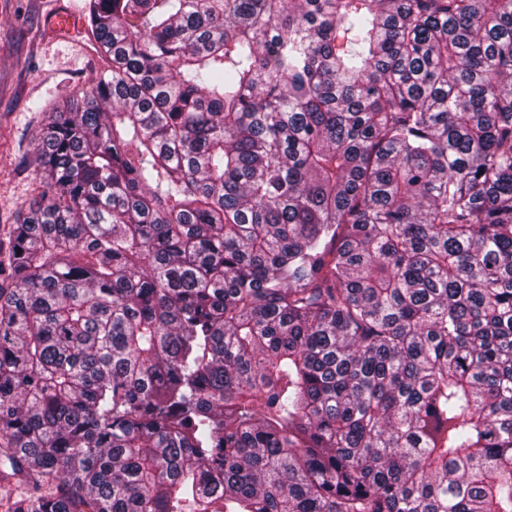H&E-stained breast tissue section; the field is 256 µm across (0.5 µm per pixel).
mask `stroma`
<instances>
[{"label":"stroma","instance_id":"35a3bbf8","mask_svg":"<svg viewBox=\"0 0 512 512\" xmlns=\"http://www.w3.org/2000/svg\"><path fill=\"white\" fill-rule=\"evenodd\" d=\"M89 0H0V232L39 191L30 156L45 117L63 93L83 88L108 63L89 33L61 34L60 9L83 16Z\"/></svg>","mask_w":512,"mask_h":512}]
</instances>
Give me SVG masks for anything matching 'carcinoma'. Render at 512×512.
I'll return each instance as SVG.
<instances>
[{
    "mask_svg": "<svg viewBox=\"0 0 512 512\" xmlns=\"http://www.w3.org/2000/svg\"><path fill=\"white\" fill-rule=\"evenodd\" d=\"M0 240V512H512V0H89Z\"/></svg>",
    "mask_w": 512,
    "mask_h": 512,
    "instance_id": "1",
    "label": "carcinoma"
}]
</instances>
